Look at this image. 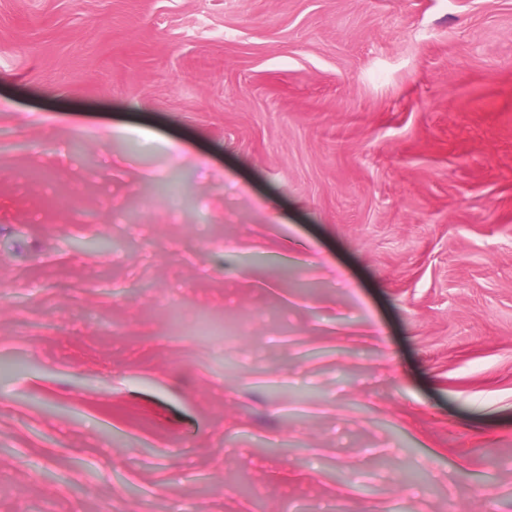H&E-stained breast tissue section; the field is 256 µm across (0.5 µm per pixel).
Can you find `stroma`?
<instances>
[{"mask_svg": "<svg viewBox=\"0 0 512 512\" xmlns=\"http://www.w3.org/2000/svg\"><path fill=\"white\" fill-rule=\"evenodd\" d=\"M0 512H512V0H0Z\"/></svg>", "mask_w": 512, "mask_h": 512, "instance_id": "35a3bbf8", "label": "stroma"}]
</instances>
